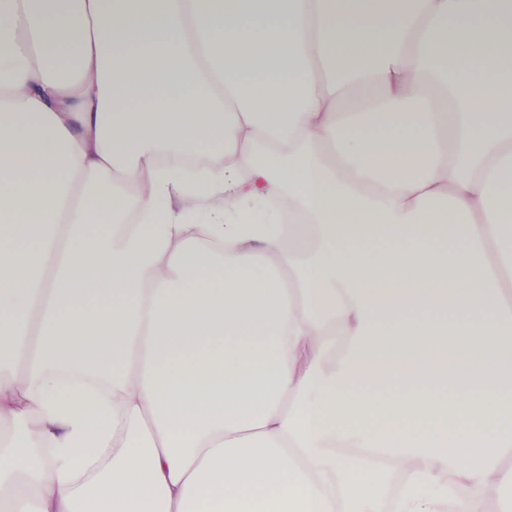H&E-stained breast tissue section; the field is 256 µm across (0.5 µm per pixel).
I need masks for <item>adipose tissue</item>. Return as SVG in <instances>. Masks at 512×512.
<instances>
[{
    "instance_id": "ef3b65f1",
    "label": "adipose tissue",
    "mask_w": 512,
    "mask_h": 512,
    "mask_svg": "<svg viewBox=\"0 0 512 512\" xmlns=\"http://www.w3.org/2000/svg\"><path fill=\"white\" fill-rule=\"evenodd\" d=\"M510 390L512 0H0V512H480Z\"/></svg>"
}]
</instances>
